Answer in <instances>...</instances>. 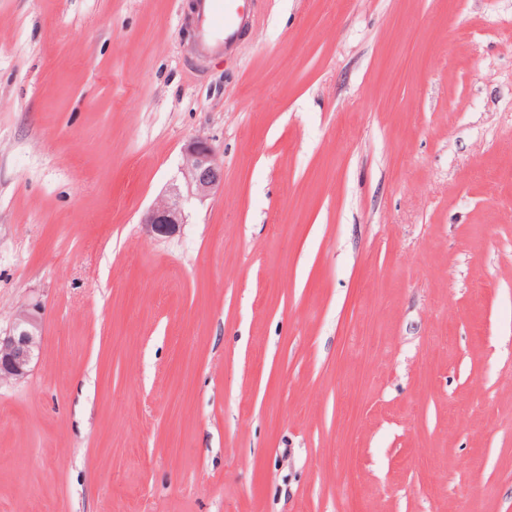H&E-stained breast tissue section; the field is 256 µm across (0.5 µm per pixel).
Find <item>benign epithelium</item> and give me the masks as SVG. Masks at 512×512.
I'll return each instance as SVG.
<instances>
[{
	"label": "benign epithelium",
	"mask_w": 512,
	"mask_h": 512,
	"mask_svg": "<svg viewBox=\"0 0 512 512\" xmlns=\"http://www.w3.org/2000/svg\"><path fill=\"white\" fill-rule=\"evenodd\" d=\"M182 184L160 198L142 216L141 223L151 233L170 236L187 223L186 203L211 197L224 183V167L214 146L196 137L183 148ZM42 336V308L39 302L20 306L13 318L11 331L0 336V383L28 375L39 350Z\"/></svg>",
	"instance_id": "benign-epithelium-1"
}]
</instances>
